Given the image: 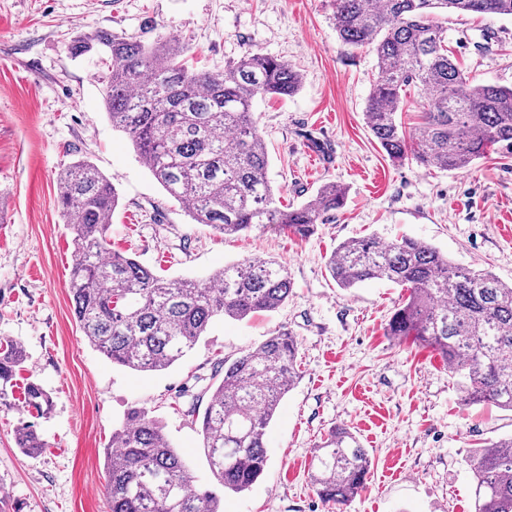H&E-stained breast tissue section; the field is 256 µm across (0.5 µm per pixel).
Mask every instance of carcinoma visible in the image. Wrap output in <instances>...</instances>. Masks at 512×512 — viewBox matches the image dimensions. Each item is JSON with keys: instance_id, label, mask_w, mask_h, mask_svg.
<instances>
[{"instance_id": "cac0c4a2", "label": "carcinoma", "mask_w": 512, "mask_h": 512, "mask_svg": "<svg viewBox=\"0 0 512 512\" xmlns=\"http://www.w3.org/2000/svg\"><path fill=\"white\" fill-rule=\"evenodd\" d=\"M338 37L373 48L377 74L365 106L372 134L388 156L427 169L461 170L491 147L512 154V87L473 85L448 55V29L438 12L512 17V0H334ZM107 57L104 89L112 127L128 135L141 163L198 224L225 236L279 224L310 236L344 205L346 188L324 185L297 208L278 206L268 177L266 145L251 115L257 97L285 98L300 73L274 56L248 53L224 69L187 65L188 47L160 36L145 43L108 32L79 36L76 57ZM416 98V125L399 119L407 92ZM58 202L72 233L69 290L82 336L112 363L163 371L182 359L217 318L243 321L279 309L292 292L288 268L246 258L203 280H165L139 261L111 251L109 226L119 204L115 183L78 160L58 179ZM343 289L380 280L406 291L386 335L431 348L460 378L465 404L491 403L512 411V285L488 272L462 268L436 247L413 238L391 243L370 236L340 243L328 261ZM26 361L17 340L0 341V404L13 395ZM208 387L200 423L202 448L214 485L197 487L145 407L130 409L112 430L105 451L110 512H223L224 494H240L267 464L266 430L280 401L301 376L298 345L270 336L233 361ZM52 397L34 382L23 407L47 412ZM18 447H45L22 423ZM475 482L474 512H512V437L485 443L468 457ZM371 459L357 436L335 427L318 445L309 481L330 506L344 509L364 487Z\"/></svg>"}]
</instances>
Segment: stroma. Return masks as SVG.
Here are the masks:
<instances>
[{
	"label": "stroma",
	"instance_id": "1",
	"mask_svg": "<svg viewBox=\"0 0 512 512\" xmlns=\"http://www.w3.org/2000/svg\"><path fill=\"white\" fill-rule=\"evenodd\" d=\"M448 49L472 83L512 86V17H442ZM100 31L144 42L167 35L194 66L220 70L245 53L278 57L302 75L286 99L256 98L268 175L285 206L346 186L344 208L301 238L268 226L225 236L195 223L113 128L103 98L104 55L73 57L70 43ZM377 58L337 36L333 0H0V340L20 341L17 383L38 380L49 418L19 403L0 406V492L8 512H109L105 449L124 412L151 408L177 451L210 484L201 437L185 417L216 363L266 337L294 336L301 377L266 435L263 477L226 494L224 512H328L308 473L316 447L338 425L371 458L347 512H473L472 448L512 436V412L465 405L432 349L400 343L385 326L401 288H339L328 259L344 240L407 235L457 264L512 283V154L490 151L469 168L429 171L395 162L365 118ZM89 158L118 184L113 251L167 278H206L224 264L265 258L285 265L292 293L278 310L217 320L167 370L112 364L79 329L67 284L72 235L57 205V180ZM33 424L46 447L21 452L15 430Z\"/></svg>",
	"mask_w": 512,
	"mask_h": 512
}]
</instances>
